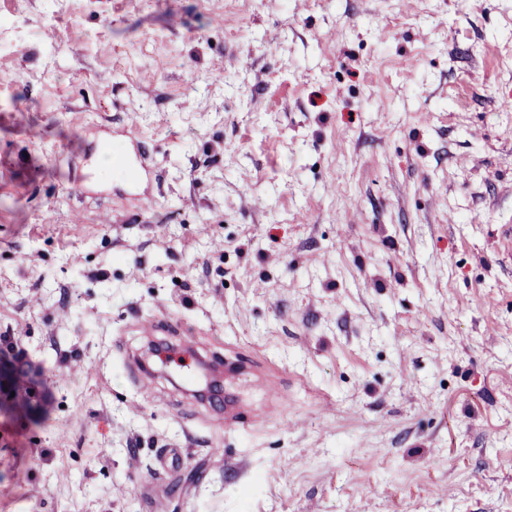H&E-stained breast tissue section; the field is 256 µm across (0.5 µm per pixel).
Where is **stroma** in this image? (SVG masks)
<instances>
[{"instance_id":"obj_1","label":"stroma","mask_w":512,"mask_h":512,"mask_svg":"<svg viewBox=\"0 0 512 512\" xmlns=\"http://www.w3.org/2000/svg\"><path fill=\"white\" fill-rule=\"evenodd\" d=\"M504 97L512 0H0V512H512ZM112 149V162L108 151ZM112 174L124 179L132 187V195L140 214L151 213L156 205V196L142 188V183L152 175L148 156L142 148V138L138 130L127 126L109 140L102 150L97 152L83 177L73 185L72 192L84 195L88 184Z\"/></svg>"}]
</instances>
